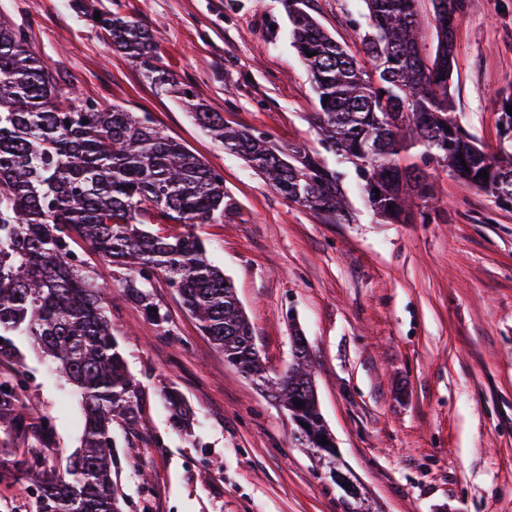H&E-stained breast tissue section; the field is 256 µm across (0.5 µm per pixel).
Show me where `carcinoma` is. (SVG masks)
<instances>
[{
	"mask_svg": "<svg viewBox=\"0 0 512 512\" xmlns=\"http://www.w3.org/2000/svg\"><path fill=\"white\" fill-rule=\"evenodd\" d=\"M438 2L430 0L436 44L429 48L418 0H365L357 57L307 11L308 0H284L293 44L318 98L319 150L278 148L264 135L229 126L156 65L151 30L118 16L99 24L113 48L185 103L214 141L251 163L284 199L348 224L353 216L343 184L352 173L378 223L407 224L426 218L434 200L429 175L405 157L418 146L435 167L498 206H512V140L492 152L461 129L450 92L457 27H448ZM481 170L489 178L478 176ZM153 218L183 231L163 235L151 227ZM222 221L220 175L147 116L77 95L0 14V362L16 360V339H27L76 387L84 415L81 445L64 469L47 471L38 453L16 460V474L40 492L37 512H120L113 430L137 423L141 407L104 289L78 267L70 248L75 236L130 271L124 292L151 324L167 321L152 311L146 291L161 273L201 332L289 420L307 422L318 408L307 338L299 330L291 337L292 364L268 377L233 284L194 232L198 224ZM26 389L22 374L0 382V419L11 428L26 425V410L34 407L24 402ZM164 397L172 429L188 431L184 397L173 387ZM294 439L325 464L336 463L317 433L296 425Z\"/></svg>",
	"mask_w": 512,
	"mask_h": 512,
	"instance_id": "obj_1",
	"label": "carcinoma"
}]
</instances>
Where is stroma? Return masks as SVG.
Wrapping results in <instances>:
<instances>
[{"instance_id":"1","label":"stroma","mask_w":512,"mask_h":512,"mask_svg":"<svg viewBox=\"0 0 512 512\" xmlns=\"http://www.w3.org/2000/svg\"><path fill=\"white\" fill-rule=\"evenodd\" d=\"M98 12L149 28L173 81L230 125L312 146L318 100L282 0H0V13L80 96L147 113L222 176L224 221L196 232L232 281L270 376L292 362V326L307 337L340 466L371 512H512V209L434 170L430 220L375 223L349 182L354 220L333 223L224 151L109 46ZM309 12L360 53L364 0H309ZM456 46L459 124L496 147L494 105L512 94V0H461ZM71 248L112 284V326L142 390L137 423L116 431L122 512H345L328 467L298 447L284 412L225 360L163 276L148 288L167 315L158 328L118 288L125 270L83 240ZM18 347L23 363H0V379L24 373L52 428L38 438L0 429V468L26 448L63 468L80 444L81 407L28 341ZM171 386L193 411L189 432L170 426Z\"/></svg>"}]
</instances>
